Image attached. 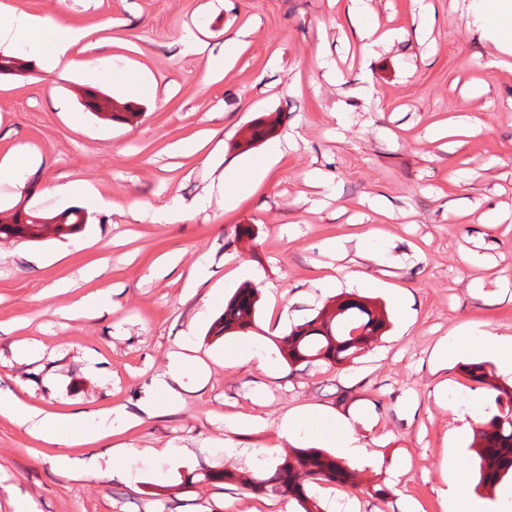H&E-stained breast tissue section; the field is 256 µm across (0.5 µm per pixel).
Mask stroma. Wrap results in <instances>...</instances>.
Returning a JSON list of instances; mask_svg holds the SVG:
<instances>
[{"label":"stroma","mask_w":512,"mask_h":512,"mask_svg":"<svg viewBox=\"0 0 512 512\" xmlns=\"http://www.w3.org/2000/svg\"><path fill=\"white\" fill-rule=\"evenodd\" d=\"M11 9L97 25L98 48L82 53L102 81L33 63L0 77V155L24 145L42 154L22 188L0 184V209L26 202L49 214L73 205L55 183L81 179L118 209L87 210L82 231L36 242L0 239V392L66 415L139 413L113 424L102 441L67 450L0 416V512L13 499L30 512H301L295 499L263 496L217 480L227 468L252 470L281 441L289 410L360 415L371 450L357 462L356 485L331 492L349 512H442L441 461L456 449L458 470L496 512L512 505V478L479 485L471 434H455L454 414L483 410L482 389L464 367L487 361L477 339L441 366L435 358L465 322L512 335V56L499 54L469 20L478 0H428L423 24L413 0H362L363 23L393 32L364 50L335 0H4ZM251 34L217 80L206 68L240 28ZM140 104L135 123L104 121L85 109L87 89ZM271 141L241 151L243 129L269 116ZM464 123L465 136L434 138ZM215 130L213 160L201 163L199 133ZM291 147L248 197L233 196L237 164L270 142ZM204 200L185 220L167 222L173 202ZM502 221L488 225L489 215ZM251 225L253 238L236 239ZM69 251H62L63 242ZM362 244L359 263L376 286L362 297L385 308V333L354 363L288 366L273 337L281 313L291 324L342 296L317 280L351 266L327 242ZM108 258L103 279L83 271ZM204 266L206 281L189 288ZM257 271L256 327L221 338L209 329L224 312L210 289L232 297L244 284L235 268ZM76 282L57 295L56 282ZM111 284L117 307L100 318L65 320L58 311ZM413 300L412 324L392 304ZM190 345L208 366L203 381L183 377L156 395L169 356ZM263 350L273 368L225 365L224 348ZM125 446V481L101 477L91 460ZM182 449L179 458L167 448ZM86 462L60 475L59 453ZM212 480H205V473ZM389 488L388 496L377 493Z\"/></svg>","instance_id":"stroma-1"}]
</instances>
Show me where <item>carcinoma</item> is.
Instances as JSON below:
<instances>
[{
  "mask_svg": "<svg viewBox=\"0 0 512 512\" xmlns=\"http://www.w3.org/2000/svg\"><path fill=\"white\" fill-rule=\"evenodd\" d=\"M93 101L86 105L95 112L109 113L111 121L125 123L136 120L141 110L125 105V111H112V101L89 93ZM276 122L258 121L247 129L245 142L253 145L271 135ZM45 218L56 224L61 235L80 231L86 224L84 211L78 208L45 216L17 205L11 221L0 223L4 238L36 241L43 236L45 226L34 222ZM258 289L246 286L238 289L217 320L210 334L247 333L255 327ZM387 314L377 311L370 302L359 298L341 299L324 306L305 322L294 326L288 335L279 339L280 353L289 365L322 362L329 367L346 364L368 349L384 333ZM469 379L478 388L495 392L493 406L477 417L473 446L479 457V481L494 486L505 476L512 475V386L495 382V376L484 363L465 366ZM355 476L346 465L319 448H293L273 470L258 477L253 472L226 469L207 474L205 479H222L238 483L271 497L288 495L302 507L303 512H322L316 499L307 495L311 484H350Z\"/></svg>",
  "mask_w": 512,
  "mask_h": 512,
  "instance_id": "cac0c4a2",
  "label": "carcinoma"
}]
</instances>
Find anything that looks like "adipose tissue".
<instances>
[{
  "label": "adipose tissue",
  "instance_id": "adipose-tissue-1",
  "mask_svg": "<svg viewBox=\"0 0 512 512\" xmlns=\"http://www.w3.org/2000/svg\"><path fill=\"white\" fill-rule=\"evenodd\" d=\"M506 16L512 18V0H490L489 4L479 5L473 23L490 38L498 51L512 55V27L502 22ZM2 43L25 47L32 57L64 71L79 64L73 52L76 45L82 43L89 48L95 45L92 29L78 28L63 21L43 20L23 11L13 12L9 26L0 29ZM0 415L62 447L93 443L107 433V420L99 414L82 412L53 416L16 393L0 394ZM301 426L315 440L335 448L341 460L357 462L366 456L365 442L344 419L328 420L309 411L288 413L282 417L277 435L279 439L291 440ZM440 497L443 512H490L489 504L477 502L469 492L466 475L452 468L447 471V487Z\"/></svg>",
  "mask_w": 512,
  "mask_h": 512
}]
</instances>
